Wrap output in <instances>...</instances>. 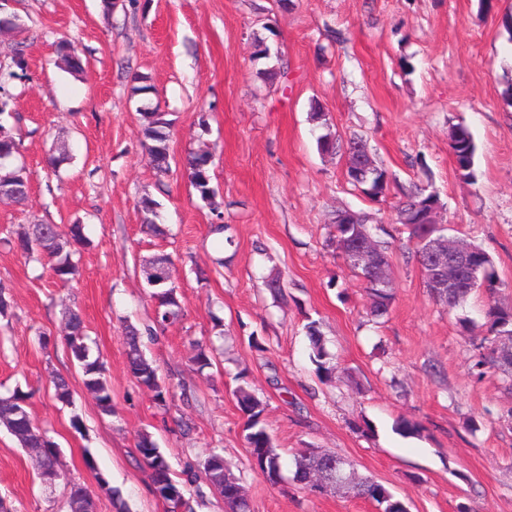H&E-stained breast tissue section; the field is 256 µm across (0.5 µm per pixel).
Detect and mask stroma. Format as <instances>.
<instances>
[{
  "mask_svg": "<svg viewBox=\"0 0 512 512\" xmlns=\"http://www.w3.org/2000/svg\"><path fill=\"white\" fill-rule=\"evenodd\" d=\"M20 17L0 37V66L23 41L28 67L9 88L8 121L29 175L24 204L0 200V397H26L36 425L60 448L61 478L45 487L36 464L0 427V499L10 512H67L70 484L97 512H166L136 452L152 436L192 512H224L202 467L228 462L253 512H377L348 490L315 494L293 481L304 448L348 457L410 512H512V384L477 373L464 315L483 324L488 299L474 293L448 311L424 283L415 244L396 222L412 185H430L450 235L480 245L512 305V0H0ZM282 55L272 82L259 75L255 36ZM75 41L79 74L66 72L59 41ZM150 93L131 92L134 75ZM319 102L336 136L357 133L388 170V195L370 201L345 175V158L319 151L310 120ZM166 112L173 161L159 176L147 162L140 109ZM477 147L462 177L449 147L453 126ZM68 158L58 168L49 160ZM205 150L222 207L212 212L186 161ZM161 205L162 236L144 231L143 195ZM345 208L371 217L391 244L394 301L375 319L359 280L329 241ZM85 224L91 243L73 256L78 273L54 284L46 263L17 248L21 225ZM225 224V240L211 227ZM175 264L182 317L161 325L143 258ZM280 278L281 293L265 286ZM79 309L87 342L112 387L102 415L65 344L67 309ZM317 322L336 367L320 378L306 327ZM169 387L167 405L132 376L123 331ZM211 364H194L197 346ZM68 380L74 407L53 397ZM247 382L266 403L263 424L281 456L271 484L254 469L234 392ZM82 431L69 425L71 411ZM420 425L415 435L400 420ZM90 454L94 469L80 463ZM103 475L107 487L95 477Z\"/></svg>",
  "mask_w": 512,
  "mask_h": 512,
  "instance_id": "obj_1",
  "label": "stroma"
}]
</instances>
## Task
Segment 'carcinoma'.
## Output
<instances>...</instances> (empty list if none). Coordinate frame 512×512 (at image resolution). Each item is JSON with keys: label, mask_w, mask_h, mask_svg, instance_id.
I'll return each instance as SVG.
<instances>
[{"label": "carcinoma", "mask_w": 512, "mask_h": 512, "mask_svg": "<svg viewBox=\"0 0 512 512\" xmlns=\"http://www.w3.org/2000/svg\"><path fill=\"white\" fill-rule=\"evenodd\" d=\"M58 54L69 73L75 75L82 69V60L75 53L71 43L64 42L58 48ZM143 122V135L145 138V152L149 164L158 172L165 174L169 171L172 155L169 146L170 122L165 113L153 109L141 113ZM450 149L458 157L460 172L466 178L473 177L472 167L476 146L469 130L458 125L453 128L450 135ZM18 153V146L13 135L0 124V194L12 198L20 203L25 200L28 189V175L26 167L12 164L14 155ZM190 170L191 183L206 201L210 209L218 211L221 203L216 201V194L210 187L212 157L209 152L201 150L194 153L187 160ZM373 199L385 196L389 189V175L385 168L379 164L369 171L368 177L355 184ZM405 201L397 208V221L408 229L409 239L418 240L428 233L445 234L446 228L433 227L427 224H414L413 204L424 203L432 198V193L426 192V187L416 185L404 193ZM157 203L149 196L140 199L138 207L143 214V224L155 233L161 232L157 220L159 214ZM17 239L21 248L29 255L37 254L47 259L50 275L55 283L65 287L72 282L76 274V265L71 260L70 247L74 243L86 240L84 227L81 224H70L61 228L57 224H27L17 232ZM163 254H154L143 260L141 272L148 284H153L156 272L163 265ZM492 264L490 255L478 248L474 265L478 267L475 284L463 292L471 294L482 288L486 293L489 304L486 310V334L479 343L475 344L477 350L474 367L478 374H483L485 368H497L512 377V353H505V346H512V307L499 303V283L493 273L488 271ZM364 284L370 300V312L375 316L387 313L393 293L390 288H379L369 279L366 272L351 267ZM158 318L160 323L172 322L181 314L180 300L172 288V283L165 284ZM68 333L65 341L67 348L83 373L84 387L91 392L102 414L112 415V389L107 380L102 377L101 364L98 359L90 356V349L86 343L83 320L76 311L69 312L67 319ZM310 341V358L317 365L320 377L329 378L334 371V365L329 361L328 353L322 342V335L316 323L308 325ZM127 344L129 346V363L133 377L136 380L150 382L156 391L155 400L158 404L166 405L170 394L169 387L163 383L153 367L144 357L139 347L138 330L131 327L127 331ZM240 409L247 416L245 426V441L252 452H264L265 463L261 467L270 470H281L280 455L277 453L273 441L262 425L261 416L265 410L262 399L252 393L247 387L241 385L235 391ZM0 425L5 427L19 442L27 453L36 461L37 468L50 467L55 462V452L45 447L47 436L36 426L28 411L24 399L18 395L9 398H0ZM139 451H146L152 456V461H160L165 465L160 480L167 486L179 488L171 477V469L165 455L157 447L155 441L148 434L139 437L136 445ZM293 480L299 484L305 483L308 472L313 468L322 469L328 477L336 481V487L353 485L356 494L376 503L383 512H403L404 504L396 499L383 485L369 479L354 481L353 464L345 457L309 449L298 453L294 458Z\"/></svg>", "instance_id": "1"}]
</instances>
